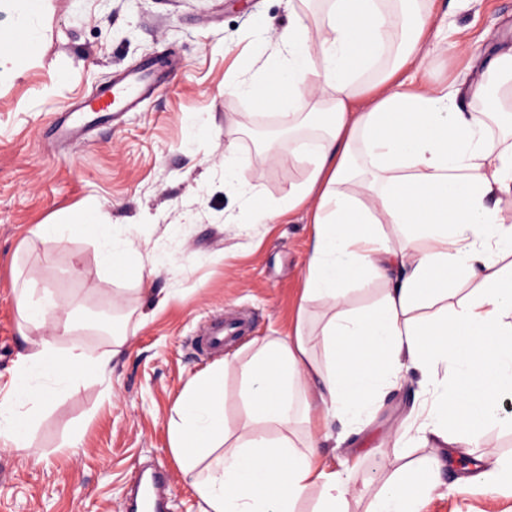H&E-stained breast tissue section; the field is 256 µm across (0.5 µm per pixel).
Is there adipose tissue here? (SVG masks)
<instances>
[{
  "label": "adipose tissue",
  "instance_id": "adipose-tissue-1",
  "mask_svg": "<svg viewBox=\"0 0 512 512\" xmlns=\"http://www.w3.org/2000/svg\"><path fill=\"white\" fill-rule=\"evenodd\" d=\"M322 32L308 16L279 35L281 63L274 73L229 94L284 113L291 147L266 151L274 161L306 156L307 181L285 203L302 206L317 196L316 234L309 252L303 302L330 312L321 329L325 363L309 355L306 334L270 336L238 366L241 419L229 430L224 416L225 364L196 375L171 421V448L189 479L200 512H296L317 489L314 512H347L357 464L335 470L308 430L305 446L288 434L296 420L324 421L371 412L384 389L415 373L427 394L413 408L417 430L456 447L477 442L512 393V224L502 208L512 199V135L493 136L490 117L512 113V47L488 65L493 83L468 90L417 89L426 63L423 0H321ZM481 100L475 113L464 97ZM360 182L362 198L344 187ZM410 227L392 245L383 225ZM36 236L55 244L71 234L93 242L102 264L124 272L137 251L132 228L107 223L89 204L62 224H40ZM396 270L375 307L346 302L348 283ZM471 284L456 296L454 283ZM55 293L22 286L17 310L29 331L13 369V391L0 399V439L26 456L41 457L30 442L42 405L59 389L102 377L122 339L98 357L80 344L60 348L59 335L77 329L58 316ZM442 484L439 458L419 460L389 479L368 512H421Z\"/></svg>",
  "mask_w": 512,
  "mask_h": 512
}]
</instances>
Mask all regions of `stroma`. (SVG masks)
<instances>
[{
  "label": "stroma",
  "instance_id": "obj_1",
  "mask_svg": "<svg viewBox=\"0 0 512 512\" xmlns=\"http://www.w3.org/2000/svg\"><path fill=\"white\" fill-rule=\"evenodd\" d=\"M291 20L288 0H47L34 56L17 53L0 73V398L26 345L21 339L9 258L22 276L55 291L66 310L111 314L125 344L106 379H88L43 410L33 460L0 441V512H125L133 472L165 465L173 512H198V499L170 447L173 407L188 381L266 336L293 335L304 322L317 361L326 320L302 304L315 235L310 208L267 224L250 206L287 201L309 175L308 161L266 160L254 132L281 128L280 109L225 94L226 84L257 80L278 60V36ZM468 47L453 58L430 53L425 78L435 85L479 80L498 42H512V0H433L428 42ZM160 58L172 78L119 121L96 126L80 146L54 141L48 128L72 103L113 77ZM236 153L225 160L224 145ZM249 196H241L236 184ZM111 223L138 227L134 262L161 265L148 289L132 274L110 276L84 237L54 245L34 234L88 203ZM251 319L244 336L210 356L195 348L196 328L212 313ZM115 334V335H116ZM423 398L417 377L389 389L362 422L335 423L341 448H323L331 464L359 462L380 487L409 461L438 453L449 490L423 512H512V490L461 493V480L493 450L512 458V395L479 446L442 447L409 427Z\"/></svg>",
  "mask_w": 512,
  "mask_h": 512
}]
</instances>
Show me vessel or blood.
<instances>
[{
  "mask_svg": "<svg viewBox=\"0 0 512 512\" xmlns=\"http://www.w3.org/2000/svg\"><path fill=\"white\" fill-rule=\"evenodd\" d=\"M157 86L149 66L130 70L100 88L84 100L71 105L55 123L53 133L57 140L73 144L82 141L85 134L100 121H113L126 112L134 111L141 101L151 95ZM240 324L212 316L206 322L199 340L205 351L219 353L226 337L237 335ZM167 474L160 468L152 469L148 479L134 477L129 512H168L169 502L164 494Z\"/></svg>",
  "mask_w": 512,
  "mask_h": 512,
  "instance_id": "vessel-or-blood-1",
  "label": "vessel or blood"
}]
</instances>
